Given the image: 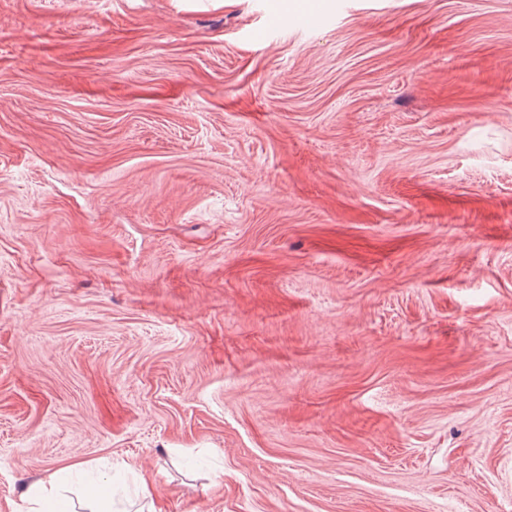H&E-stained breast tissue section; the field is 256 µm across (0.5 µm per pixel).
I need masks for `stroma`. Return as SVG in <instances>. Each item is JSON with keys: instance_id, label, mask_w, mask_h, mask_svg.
Instances as JSON below:
<instances>
[{"instance_id": "35a3bbf8", "label": "stroma", "mask_w": 512, "mask_h": 512, "mask_svg": "<svg viewBox=\"0 0 512 512\" xmlns=\"http://www.w3.org/2000/svg\"><path fill=\"white\" fill-rule=\"evenodd\" d=\"M0 0V512H512V0ZM78 463L47 470V472L32 483L21 496L20 510L17 512H76L60 494L62 474L76 469Z\"/></svg>"}]
</instances>
